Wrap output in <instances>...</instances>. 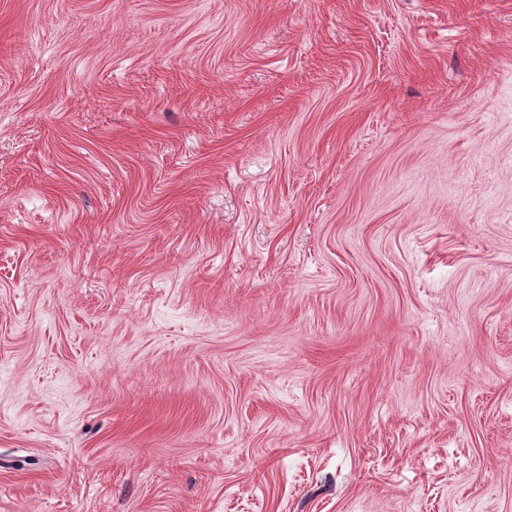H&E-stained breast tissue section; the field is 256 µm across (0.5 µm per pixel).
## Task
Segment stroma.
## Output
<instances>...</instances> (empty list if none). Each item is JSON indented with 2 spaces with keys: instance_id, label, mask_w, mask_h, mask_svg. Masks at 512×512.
Masks as SVG:
<instances>
[{
  "instance_id": "obj_1",
  "label": "stroma",
  "mask_w": 512,
  "mask_h": 512,
  "mask_svg": "<svg viewBox=\"0 0 512 512\" xmlns=\"http://www.w3.org/2000/svg\"><path fill=\"white\" fill-rule=\"evenodd\" d=\"M0 512H512V0H0Z\"/></svg>"
}]
</instances>
